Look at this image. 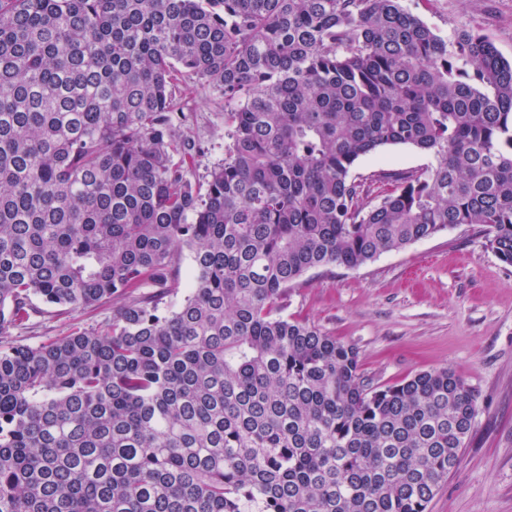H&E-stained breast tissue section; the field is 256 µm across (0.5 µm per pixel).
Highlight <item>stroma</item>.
Instances as JSON below:
<instances>
[{
  "label": "stroma",
  "instance_id": "35a3bbf8",
  "mask_svg": "<svg viewBox=\"0 0 512 512\" xmlns=\"http://www.w3.org/2000/svg\"><path fill=\"white\" fill-rule=\"evenodd\" d=\"M406 4L444 35L462 26L482 29L512 59V0ZM184 97L190 109L178 122L196 145L201 179L224 161V97L195 85ZM432 162L417 149L389 146L362 159L356 173L365 179ZM116 308L111 302L64 316L41 315L13 340L35 344L96 328ZM282 312L354 346L371 384L442 368L463 378L477 396L473 433L427 512H512V265L502 263L476 229L458 226L354 269L311 270L289 288Z\"/></svg>",
  "mask_w": 512,
  "mask_h": 512
}]
</instances>
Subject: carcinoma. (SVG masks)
<instances>
[{
	"label": "carcinoma",
	"mask_w": 512,
	"mask_h": 512,
	"mask_svg": "<svg viewBox=\"0 0 512 512\" xmlns=\"http://www.w3.org/2000/svg\"><path fill=\"white\" fill-rule=\"evenodd\" d=\"M191 78L224 95L205 181ZM433 156L354 174L389 146ZM477 227L512 265V60L403 0H0V512H427L473 431L446 369L373 387L281 314L308 271ZM195 276L175 309V264ZM192 255L188 249H184L179 257V287L166 298V306H178L188 295L190 285L194 277ZM119 305L120 303L115 301L95 310H81L64 316L41 315L32 319L28 329L21 333H14L13 337L7 341H14L17 344H35L46 336H63L76 328H98L106 319L112 318V312Z\"/></svg>",
	"instance_id": "1"
}]
</instances>
